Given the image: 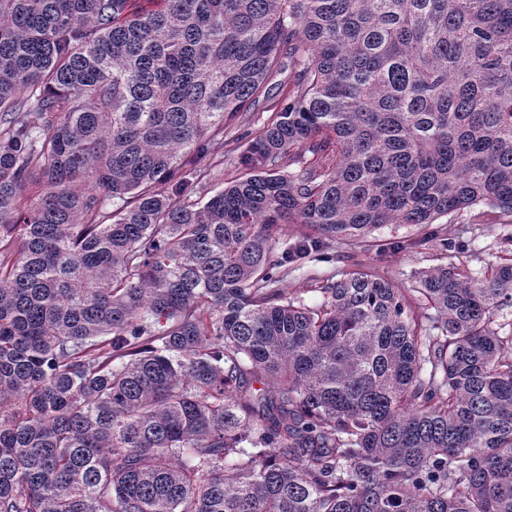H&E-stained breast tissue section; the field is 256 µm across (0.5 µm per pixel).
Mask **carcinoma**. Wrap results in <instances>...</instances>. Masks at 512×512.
Returning <instances> with one entry per match:
<instances>
[{
    "instance_id": "carcinoma-1",
    "label": "carcinoma",
    "mask_w": 512,
    "mask_h": 512,
    "mask_svg": "<svg viewBox=\"0 0 512 512\" xmlns=\"http://www.w3.org/2000/svg\"><path fill=\"white\" fill-rule=\"evenodd\" d=\"M480 205L512 0H0V512H512V257L272 259Z\"/></svg>"
}]
</instances>
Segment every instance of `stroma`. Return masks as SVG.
<instances>
[{"label": "stroma", "instance_id": "35a3bbf8", "mask_svg": "<svg viewBox=\"0 0 512 512\" xmlns=\"http://www.w3.org/2000/svg\"><path fill=\"white\" fill-rule=\"evenodd\" d=\"M512 256V224L499 223L494 210L479 206L418 227L387 224L363 243H343L325 256L311 255L289 264L285 285L307 301H319L318 285L361 268L378 271L411 287L418 273L437 265L464 263L473 275Z\"/></svg>", "mask_w": 512, "mask_h": 512}]
</instances>
